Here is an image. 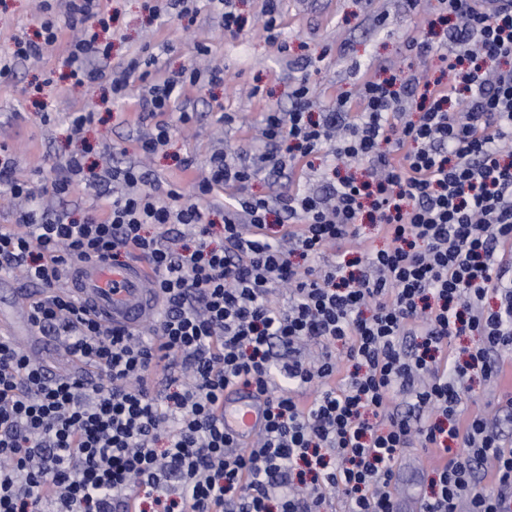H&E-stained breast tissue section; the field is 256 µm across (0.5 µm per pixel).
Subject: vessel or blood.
Instances as JSON below:
<instances>
[{"instance_id": "b4317fda", "label": "vessel or blood", "mask_w": 512, "mask_h": 512, "mask_svg": "<svg viewBox=\"0 0 512 512\" xmlns=\"http://www.w3.org/2000/svg\"><path fill=\"white\" fill-rule=\"evenodd\" d=\"M155 278L141 261L113 265L90 259L71 270L68 289L89 313L113 327L137 329L158 315L160 299ZM9 275H0V335L32 345L39 336L27 305ZM265 423L261 396L248 389L224 393V431L237 440L249 441Z\"/></svg>"}]
</instances>
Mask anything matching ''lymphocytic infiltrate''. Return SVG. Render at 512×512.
<instances>
[{
    "instance_id": "lymphocytic-infiltrate-1",
    "label": "lymphocytic infiltrate",
    "mask_w": 512,
    "mask_h": 512,
    "mask_svg": "<svg viewBox=\"0 0 512 512\" xmlns=\"http://www.w3.org/2000/svg\"><path fill=\"white\" fill-rule=\"evenodd\" d=\"M440 7L457 21L447 79H363L355 124L342 100L313 118L305 80L293 109L266 113L262 136L286 150L262 168L323 163L320 192L243 194L262 168L225 152L186 189L134 164L87 174L81 152L35 187L0 146V193L20 202L0 225V271L40 286L32 321L74 364L57 373L0 336V512H323L334 493L343 512H400L392 488L411 447L439 459L420 512H512V448L484 414L461 415L469 371L495 381L512 349V264L500 257L512 248V0ZM65 16L48 13L41 41L0 53V82L73 30L64 63L78 85L109 82L123 104L130 76L143 82L141 152L191 123L176 108L186 87L224 80L216 66L154 72L150 55L107 78L84 66L100 0H66ZM360 160L365 178L342 175ZM81 184L100 208H55ZM367 223L386 244L350 262ZM329 248L339 261L314 267ZM98 256L151 267L162 310L148 335L63 293L64 272ZM466 333L478 343L449 352ZM240 386L267 405L245 444L224 432V392Z\"/></svg>"
}]
</instances>
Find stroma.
Here are the masks:
<instances>
[{
    "label": "stroma",
    "mask_w": 512,
    "mask_h": 512,
    "mask_svg": "<svg viewBox=\"0 0 512 512\" xmlns=\"http://www.w3.org/2000/svg\"><path fill=\"white\" fill-rule=\"evenodd\" d=\"M157 0H102L104 26L98 27V54L87 59L90 68L119 69L137 54H152L158 66L175 71L197 59L195 46L210 47L209 64L222 66L223 84L189 89L181 102L194 122L175 130L169 143L149 156L136 149L148 124L133 111L106 112L100 101L105 85H76L63 61L70 34L49 47L36 63L19 62L15 78L0 83V143L14 153L18 172L55 177L72 151L88 148L89 161L101 162L107 147L123 144L128 155L116 165L142 164L160 185L187 186L195 172L204 171L216 151H235L255 160L269 150L258 131L266 112L288 111L291 92L301 78L312 85L314 112L328 110L343 95L355 96L363 77L378 80L423 74L441 77L439 50L447 46L448 23L438 21V0H422L409 12L404 0H280V31L288 43L278 51L262 29L264 0H234L241 19L237 38L224 33L219 14L205 0L179 16L155 14ZM44 12L41 0H0V49L15 39L40 38ZM429 40L435 49L420 55L408 48L411 38ZM93 109L94 119L80 138L69 139L65 121L79 107ZM50 122H41L42 112ZM235 114V123L224 121ZM193 158L194 171L181 161ZM512 393V375L496 382L475 379L463 416L482 411L507 415L505 397ZM431 459L424 449H405L397 468L395 492L406 512H415L424 469Z\"/></svg>",
    "instance_id": "35a3bbf8"
}]
</instances>
